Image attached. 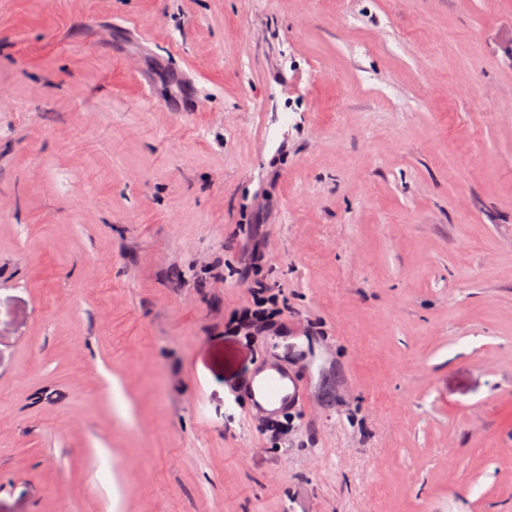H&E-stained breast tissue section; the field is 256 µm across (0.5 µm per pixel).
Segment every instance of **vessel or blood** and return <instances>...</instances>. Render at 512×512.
<instances>
[{
  "label": "vessel or blood",
  "mask_w": 512,
  "mask_h": 512,
  "mask_svg": "<svg viewBox=\"0 0 512 512\" xmlns=\"http://www.w3.org/2000/svg\"><path fill=\"white\" fill-rule=\"evenodd\" d=\"M253 407L266 415L289 408H301L304 390L298 376L279 365L271 364L265 374L253 376L246 385Z\"/></svg>",
  "instance_id": "vessel-or-blood-1"
}]
</instances>
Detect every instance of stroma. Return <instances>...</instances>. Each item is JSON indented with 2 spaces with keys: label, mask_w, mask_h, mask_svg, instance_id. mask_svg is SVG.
Masks as SVG:
<instances>
[{
  "label": "stroma",
  "mask_w": 512,
  "mask_h": 512,
  "mask_svg": "<svg viewBox=\"0 0 512 512\" xmlns=\"http://www.w3.org/2000/svg\"><path fill=\"white\" fill-rule=\"evenodd\" d=\"M511 32L512 0H0V512H512ZM257 231L284 318L248 343ZM271 361L306 386L277 439L236 393Z\"/></svg>",
  "instance_id": "35a3bbf8"
}]
</instances>
